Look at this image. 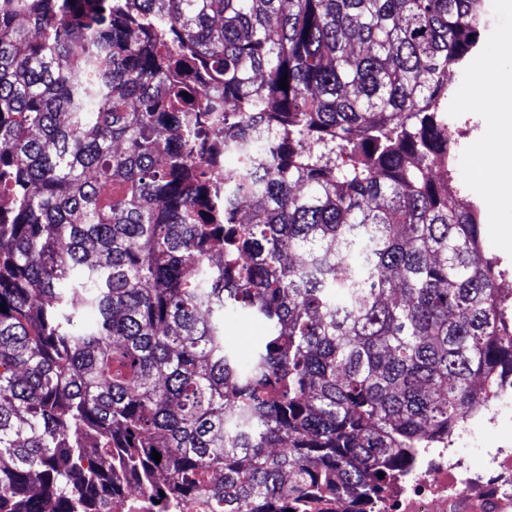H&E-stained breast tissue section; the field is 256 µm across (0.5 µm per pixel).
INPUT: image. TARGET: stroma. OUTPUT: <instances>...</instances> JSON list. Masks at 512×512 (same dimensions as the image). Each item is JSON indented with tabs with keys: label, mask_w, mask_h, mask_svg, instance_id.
I'll use <instances>...</instances> for the list:
<instances>
[{
	"label": "stroma",
	"mask_w": 512,
	"mask_h": 512,
	"mask_svg": "<svg viewBox=\"0 0 512 512\" xmlns=\"http://www.w3.org/2000/svg\"><path fill=\"white\" fill-rule=\"evenodd\" d=\"M485 27L481 43L468 65L448 73L453 90L448 100V126L456 139L455 183L481 210L484 218L483 249L493 258L503 281L512 283V207L494 203L501 160L497 130L503 113H512V57L502 47V36L512 30V0H485ZM495 86L500 109L485 110L482 100ZM224 330L241 352L262 341L266 327L242 312H228ZM477 446L471 451L474 468L482 469L498 447L512 442V415L501 413L474 426Z\"/></svg>",
	"instance_id": "1"
}]
</instances>
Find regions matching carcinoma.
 <instances>
[{
	"instance_id": "carcinoma-1",
	"label": "carcinoma",
	"mask_w": 512,
	"mask_h": 512,
	"mask_svg": "<svg viewBox=\"0 0 512 512\" xmlns=\"http://www.w3.org/2000/svg\"><path fill=\"white\" fill-rule=\"evenodd\" d=\"M482 3L0 0V512H338L495 406L512 302L448 205ZM182 121L250 142L224 200ZM225 336L241 352L247 353L266 336V326L261 321L242 312L230 311L224 320Z\"/></svg>"
}]
</instances>
